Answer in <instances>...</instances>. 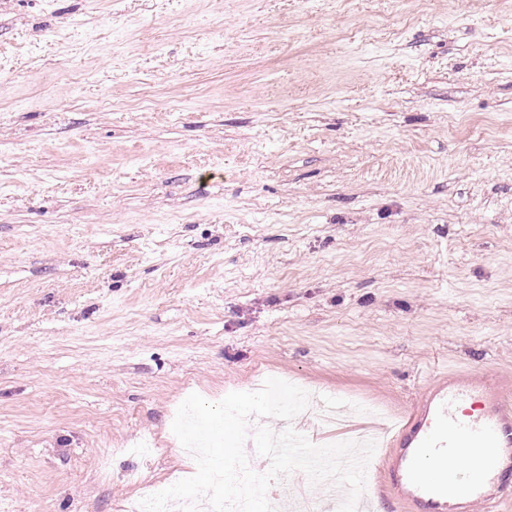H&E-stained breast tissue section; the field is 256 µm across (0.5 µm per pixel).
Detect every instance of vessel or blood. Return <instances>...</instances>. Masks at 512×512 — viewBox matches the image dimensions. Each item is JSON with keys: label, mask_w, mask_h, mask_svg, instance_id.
<instances>
[{"label": "vessel or blood", "mask_w": 512, "mask_h": 512, "mask_svg": "<svg viewBox=\"0 0 512 512\" xmlns=\"http://www.w3.org/2000/svg\"><path fill=\"white\" fill-rule=\"evenodd\" d=\"M512 456V376L468 369L428 378L385 450L369 463L366 490L401 512H500L512 501V465L499 468L497 454ZM458 459V472L429 474L424 463Z\"/></svg>", "instance_id": "b4317fda"}]
</instances>
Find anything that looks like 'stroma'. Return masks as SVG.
Instances as JSON below:
<instances>
[{"instance_id":"stroma-1","label":"stroma","mask_w":512,"mask_h":512,"mask_svg":"<svg viewBox=\"0 0 512 512\" xmlns=\"http://www.w3.org/2000/svg\"><path fill=\"white\" fill-rule=\"evenodd\" d=\"M487 367L512 371V0H0V512L193 476V393L276 377L389 430Z\"/></svg>"}]
</instances>
